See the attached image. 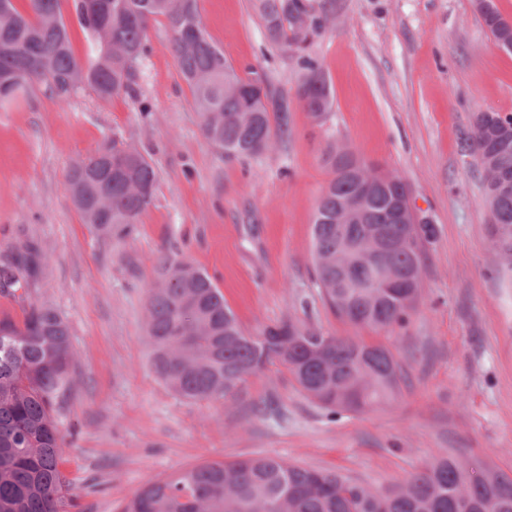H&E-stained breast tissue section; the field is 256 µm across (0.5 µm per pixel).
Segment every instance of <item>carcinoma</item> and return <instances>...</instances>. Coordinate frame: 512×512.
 <instances>
[{"mask_svg": "<svg viewBox=\"0 0 512 512\" xmlns=\"http://www.w3.org/2000/svg\"><path fill=\"white\" fill-rule=\"evenodd\" d=\"M0 0V75L27 71L21 88L43 85L60 101L90 90L101 101L135 96L136 62L149 51L152 22L166 21L170 51L202 118L204 137L229 157L265 152L272 141L264 79L241 77L224 51L205 33L198 0H72L76 19L93 46L81 64L73 50L61 0ZM483 25L496 44L512 43V26L494 0ZM269 39L300 52L307 71L297 97L320 124L333 96L318 78L319 63L304 54L310 37L327 25L309 0H264ZM461 151L481 168L486 203L495 228L494 245L512 271V114L477 112ZM333 177L318 199L313 218L314 269L320 296L358 331L401 325L421 288L391 292L374 283L362 263L360 243L371 232L396 248L388 259L396 277L422 265L427 224L389 216L390 193L377 186L346 224L336 216L356 202L358 171L368 163L352 147H329ZM158 173L139 150L112 142L71 167L67 180L83 223L99 239L129 237L153 203ZM157 283L145 307L146 333L156 377L177 396L213 403L235 395L246 380L272 366L284 368L310 399L331 413L359 415L394 401L405 381L390 348L361 336H332L283 323L251 336L240 327L223 292L203 270L178 253L157 257ZM41 271L40 251L28 242L0 259V291H28ZM74 364L71 328L48 302L23 307L19 320L0 319V512H60L62 432L57 418L69 391ZM122 512H512V475L494 465L472 466L442 449L438 458L405 484L379 491L334 470H320L279 456L207 461L138 489Z\"/></svg>", "mask_w": 512, "mask_h": 512, "instance_id": "1", "label": "carcinoma"}]
</instances>
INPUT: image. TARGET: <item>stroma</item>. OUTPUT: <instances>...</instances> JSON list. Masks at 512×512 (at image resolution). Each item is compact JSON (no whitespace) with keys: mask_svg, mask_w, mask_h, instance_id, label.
Instances as JSON below:
<instances>
[{"mask_svg":"<svg viewBox=\"0 0 512 512\" xmlns=\"http://www.w3.org/2000/svg\"><path fill=\"white\" fill-rule=\"evenodd\" d=\"M327 12L310 39L331 87L323 124L302 110L299 58L271 42L261 0H198L202 23L237 71L253 68L287 102V135L255 158L226 157L169 50L148 30L138 94L109 102L44 86L0 105V254L36 242L28 290L69 321L73 383L60 419L67 512H120L146 483L209 460L276 455L385 490L440 450L512 475V280L503 278L481 175L460 142L474 113H512V54L493 42L473 0H310ZM136 147L158 171L153 204L132 236L99 241L83 224L67 173L105 143ZM397 171L434 235L423 294L403 326L372 333L409 373L401 396L364 415L330 416L285 369L250 377L214 403L184 400L154 374L146 294L160 252L207 272L243 330L292 323L327 335L352 328L316 285L315 205L329 146Z\"/></svg>","mask_w":512,"mask_h":512,"instance_id":"obj_1","label":"stroma"}]
</instances>
